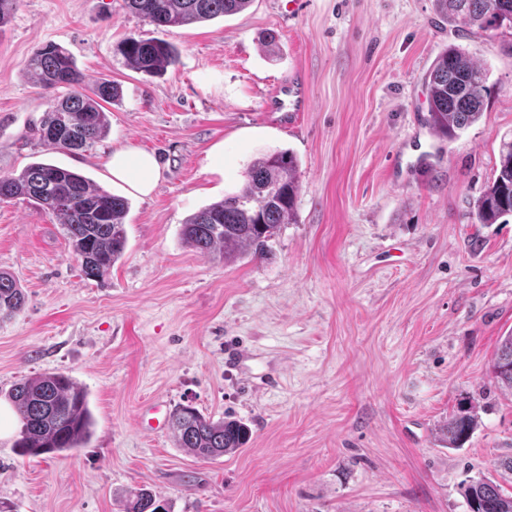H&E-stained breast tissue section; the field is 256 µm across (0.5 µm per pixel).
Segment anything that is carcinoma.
I'll return each instance as SVG.
<instances>
[{"label": "carcinoma", "mask_w": 512, "mask_h": 512, "mask_svg": "<svg viewBox=\"0 0 512 512\" xmlns=\"http://www.w3.org/2000/svg\"><path fill=\"white\" fill-rule=\"evenodd\" d=\"M251 0H124V6L156 28L197 24L244 11ZM439 17L469 34L488 36L512 28V0H434ZM126 64L155 74L176 62L175 48L166 41L131 35L118 45ZM26 70L47 89L60 91L41 122L39 138L51 150H80L107 130L105 105L120 96L109 80L85 89V76L64 47L49 44L27 61ZM488 73L459 45L446 47L426 75L430 92L426 118L432 131L455 139L481 116ZM67 128L73 139L51 142L46 134ZM299 191V164L288 150L264 155L245 172L242 187L224 199L191 215L181 227V238L200 255L234 262L243 255L263 257L284 224L295 223ZM23 198L50 211L61 224L72 253L88 278L104 279L122 257L127 237L124 219L128 200L96 186L82 174L54 164L35 162L18 174L0 175V202ZM512 214V139L501 143L493 177L477 201L476 219L494 224ZM26 296L16 279L0 272V320L20 313ZM492 375L502 390L512 392V331L500 338L492 361ZM9 400L21 427L15 448L22 456L38 457L84 446L91 434L92 416L86 392L62 373L25 377L13 385ZM477 424L475 408L462 402L439 427L438 441L458 449ZM169 427L177 447L200 460H214L245 447L250 428L237 419L215 420L191 405H179ZM469 512H512V493L489 478L461 484ZM169 502L147 488L126 499V512H155Z\"/></svg>", "instance_id": "obj_1"}]
</instances>
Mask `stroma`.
Wrapping results in <instances>:
<instances>
[{
  "label": "stroma",
  "mask_w": 512,
  "mask_h": 512,
  "mask_svg": "<svg viewBox=\"0 0 512 512\" xmlns=\"http://www.w3.org/2000/svg\"><path fill=\"white\" fill-rule=\"evenodd\" d=\"M131 34L171 43L177 63L127 67L117 46ZM50 43L86 84L122 91L107 135L81 150H46L37 133L56 92L25 62ZM451 44L486 68L488 94L449 141L424 118L425 76ZM298 74L307 111H269ZM511 137L512 29L458 37L434 0H305L293 15L287 0H252L164 29L123 0H17L0 28V174L52 163L129 210L124 254L96 281L52 214L0 203V271L26 294L0 322V406L19 379L59 372L93 417L75 451L23 457L15 434L0 437V512H125L143 486L172 512H467L461 483L512 455V394L490 373L512 331V217L474 216ZM122 146L158 158L150 196L111 180ZM280 150L300 188L267 258L224 264L183 243L188 216ZM464 399L479 425L442 447L436 427ZM188 403L241 419L250 442L214 461L177 448L162 421Z\"/></svg>",
  "instance_id": "stroma-1"
}]
</instances>
